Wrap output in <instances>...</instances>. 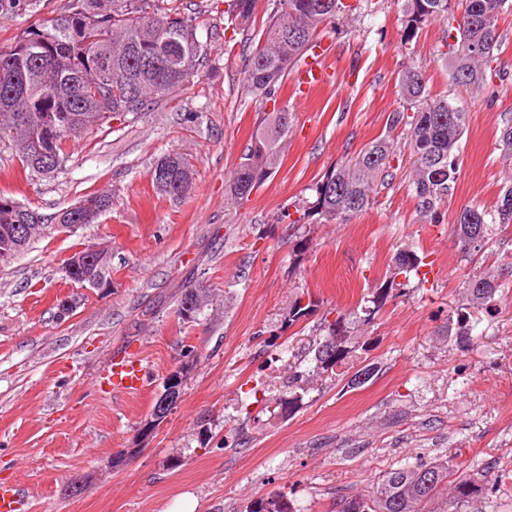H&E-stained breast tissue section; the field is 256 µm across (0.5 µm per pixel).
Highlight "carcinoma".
<instances>
[{
    "label": "carcinoma",
    "instance_id": "obj_1",
    "mask_svg": "<svg viewBox=\"0 0 512 512\" xmlns=\"http://www.w3.org/2000/svg\"><path fill=\"white\" fill-rule=\"evenodd\" d=\"M151 2L158 0H73L68 14L27 30L10 49L0 50V144L15 151L28 175L37 172L18 140H41L66 162L69 144L106 115L142 112L153 98L173 93L197 73L203 46L196 26L159 8L146 11ZM369 2L274 0L248 61L251 89L267 102L276 100L278 84L313 44L317 29L341 15L368 11ZM254 3L232 0L239 23L251 19ZM511 10L512 0H404L402 37L409 43L428 23L448 22L443 42L452 82L465 91L480 92L498 76L492 68L500 47L496 21ZM399 88L402 97L417 108L411 116L393 112L388 122L394 128L407 127V143L415 157L411 187L420 211L434 218L457 181L467 112L458 99L431 96L422 70L413 64L400 70ZM281 114L274 110L260 123L232 177L234 199L249 197L277 168L278 144L288 133ZM497 141L503 154L512 157V120L499 129ZM391 155L390 142L377 138L355 163L329 167L315 183V200L302 209L299 220L310 224L344 221L367 210L375 201L373 186L386 173ZM151 179L159 192L180 197L191 187L192 171L184 156L170 153L157 161ZM30 212L31 208L0 197V260L20 254L14 228L30 223ZM51 222L79 224L81 217L69 209L49 219L41 214L33 233ZM511 223L512 186H508L491 211L478 206L461 209L454 233L465 250H479L493 234L494 225ZM427 266L426 257L415 251L398 253L393 279L368 299L372 306L365 308L364 321L381 308L385 296L397 286L396 277L402 275L408 282L414 276L422 285L427 281L423 272ZM497 291L498 286L484 274L468 275L457 307L458 335L469 334L471 319L492 308ZM209 305L207 289H190L179 302L178 316L191 322ZM349 339L345 318L339 315L314 344V371L336 373L349 357ZM483 483L482 474L456 477L450 459H437L386 473L367 496L341 500L338 512H427L448 490V510L454 512L474 499Z\"/></svg>",
    "mask_w": 512,
    "mask_h": 512
}]
</instances>
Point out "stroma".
<instances>
[{
	"instance_id": "1",
	"label": "stroma",
	"mask_w": 512,
	"mask_h": 512,
	"mask_svg": "<svg viewBox=\"0 0 512 512\" xmlns=\"http://www.w3.org/2000/svg\"><path fill=\"white\" fill-rule=\"evenodd\" d=\"M229 2L167 0L197 27L205 51L197 75L145 112L86 130L62 170L29 179L18 157L0 150L1 197L47 215L93 193L112 197L94 223L51 230L0 261V481L21 479L29 512H176L185 499L194 512H254L276 496L291 512H334L340 498L367 493L392 469L448 456L457 472H482L489 487L460 512H512V224L467 254L452 234L462 207H493L512 179V160L496 145L512 118V11L497 21L502 80L493 93L462 95L469 116L458 180L435 221L409 186L406 132L387 118L405 107L398 72L406 62L425 69L433 96L453 93L439 59L443 22L404 43L400 0H378L364 21L321 26L316 39L334 80L307 99L283 80L278 103L291 125L281 165L234 204L231 175L265 111L246 65L272 0H256L246 25L230 22ZM71 5L27 0L0 12V49ZM379 137L395 148L394 178L370 209L344 224L290 222L329 166ZM170 153L193 169L179 198L151 181ZM92 244L111 247L112 265L106 286L82 288L63 267ZM403 250L428 254L436 274L390 291L361 324L365 297ZM476 269L496 276L498 311L462 338L449 328ZM199 286L214 311L182 322L180 298ZM300 295L314 307L289 322ZM64 299L72 308L63 315ZM340 314L354 366L376 368L357 389L312 372L313 344ZM190 345L194 367L175 408L142 438L141 422ZM130 353L143 361L144 390L105 392L112 359ZM294 370L302 400L275 416Z\"/></svg>"
}]
</instances>
